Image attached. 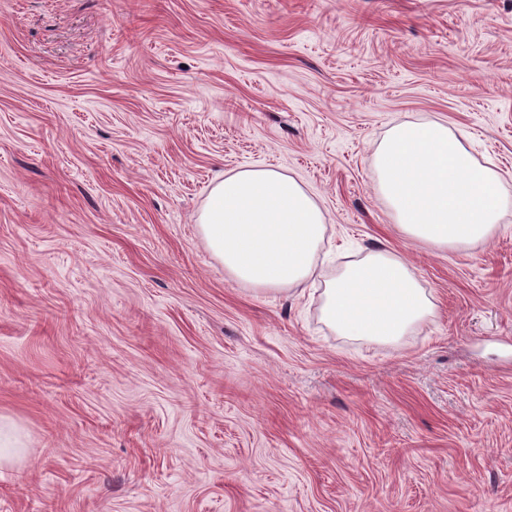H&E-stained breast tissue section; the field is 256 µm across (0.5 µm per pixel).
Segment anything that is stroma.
I'll list each match as a JSON object with an SVG mask.
<instances>
[{"instance_id": "35a3bbf8", "label": "stroma", "mask_w": 512, "mask_h": 512, "mask_svg": "<svg viewBox=\"0 0 512 512\" xmlns=\"http://www.w3.org/2000/svg\"><path fill=\"white\" fill-rule=\"evenodd\" d=\"M427 120L512 195V0H0V512H512V209L398 232L375 154ZM253 167L324 277L392 250L434 316L370 344L227 276L199 216ZM21 448H24L23 441L16 427L5 424L2 428L0 423V465L3 461L9 463L18 457Z\"/></svg>"}]
</instances>
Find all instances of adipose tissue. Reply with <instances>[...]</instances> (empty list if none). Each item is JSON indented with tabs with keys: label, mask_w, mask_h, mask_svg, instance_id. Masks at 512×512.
<instances>
[{
	"label": "adipose tissue",
	"mask_w": 512,
	"mask_h": 512,
	"mask_svg": "<svg viewBox=\"0 0 512 512\" xmlns=\"http://www.w3.org/2000/svg\"><path fill=\"white\" fill-rule=\"evenodd\" d=\"M375 170L399 232L431 248L489 241L512 205L499 175L476 162L439 121L391 128ZM199 230L232 279L259 291L288 292L315 277L327 226L296 179L251 168L214 185ZM434 310L431 293L403 257L372 249L326 280L320 315L340 335L395 345Z\"/></svg>",
	"instance_id": "adipose-tissue-1"
}]
</instances>
